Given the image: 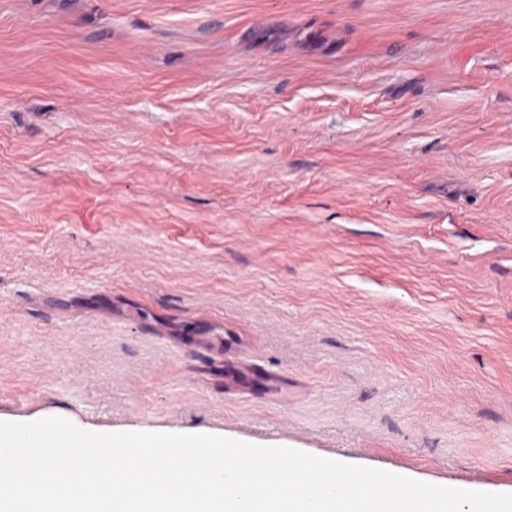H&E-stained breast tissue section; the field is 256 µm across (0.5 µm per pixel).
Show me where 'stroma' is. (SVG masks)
Segmentation results:
<instances>
[{"instance_id":"1","label":"stroma","mask_w":512,"mask_h":512,"mask_svg":"<svg viewBox=\"0 0 512 512\" xmlns=\"http://www.w3.org/2000/svg\"><path fill=\"white\" fill-rule=\"evenodd\" d=\"M512 493V0H0V421Z\"/></svg>"}]
</instances>
